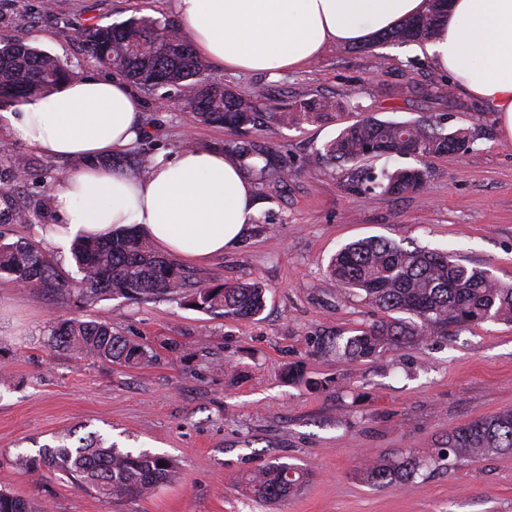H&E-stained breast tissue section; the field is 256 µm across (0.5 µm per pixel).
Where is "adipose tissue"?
Segmentation results:
<instances>
[{
    "label": "adipose tissue",
    "mask_w": 512,
    "mask_h": 512,
    "mask_svg": "<svg viewBox=\"0 0 512 512\" xmlns=\"http://www.w3.org/2000/svg\"><path fill=\"white\" fill-rule=\"evenodd\" d=\"M430 0H177L185 34L205 59L243 72L296 70L329 46L365 44L426 13ZM455 89L496 112L512 139V0H449L419 45ZM141 103L119 77L71 78L14 106L13 134L48 157L82 159L52 188L67 236L104 238L134 226L186 262L223 255L246 233L254 184L239 160L187 148L136 178L108 165L141 130Z\"/></svg>",
    "instance_id": "adipose-tissue-1"
}]
</instances>
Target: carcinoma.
Returning a JSON list of instances; mask_svg holds the SVG:
<instances>
[{"label":"carcinoma","instance_id":"1","mask_svg":"<svg viewBox=\"0 0 512 512\" xmlns=\"http://www.w3.org/2000/svg\"><path fill=\"white\" fill-rule=\"evenodd\" d=\"M448 0H432L428 13L411 17L376 39L379 44L425 42L438 27ZM80 39L88 60L115 70L146 91L160 87L174 90L172 98L194 112L197 121L221 124L244 135L224 143V152L241 159L256 158L259 179L283 180L291 167L288 159L250 134L258 130L262 116L257 102L264 92L239 93L209 78V63L197 55L181 30L167 22L141 16L121 23H94ZM71 75L60 59L22 41L0 44V93L15 99L36 97L54 90ZM338 101L312 98L293 112H271L282 126L318 121L340 110ZM467 131H448L444 119L407 121L365 117L343 128L323 148L334 165L378 156L426 158L468 148ZM427 167L365 172L354 187L366 185L384 196H400L420 190L427 182ZM40 206L10 213L17 224H31ZM72 254L80 274L78 296L91 301L105 295L148 300L167 295L184 306L218 313L224 318L259 315L266 302V288L257 281L212 284L157 253L151 240L135 228H127L94 241L77 240ZM0 273H6L40 293H63L70 283L31 241L0 245ZM330 277L342 291H360L368 305L385 314L380 320L355 331L336 335L330 347L336 355L363 360L387 349L407 347L418 337L449 335L487 320L512 323V285H504L485 270L469 268L446 252L407 249L382 238L361 239L341 247L329 262ZM404 313L408 318H397ZM52 345L77 358L95 357L123 366L151 360L149 349L134 343L101 319L63 318L50 329ZM446 453L458 458L480 459L489 454L512 453V409L481 417L448 431ZM32 475L58 472L109 498H141L151 495L174 476V463L147 451H123L115 444L88 435L74 438L70 432L55 446L45 445L35 456L23 459ZM424 466L404 456L374 463L364 479L377 487L403 485ZM310 472L295 464L273 461L257 469L245 482L255 498L276 503L298 492ZM0 512H37L27 499L0 492Z\"/></svg>","mask_w":512,"mask_h":512}]
</instances>
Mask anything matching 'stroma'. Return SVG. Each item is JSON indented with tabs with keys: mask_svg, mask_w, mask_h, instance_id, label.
<instances>
[{
	"mask_svg": "<svg viewBox=\"0 0 512 512\" xmlns=\"http://www.w3.org/2000/svg\"><path fill=\"white\" fill-rule=\"evenodd\" d=\"M176 0H0V42L21 40L67 62L77 77L111 76L88 62L78 39L91 23L149 16L179 21ZM224 87L263 89L262 111L284 112L312 97L341 100L338 117L259 132L286 154L288 183L256 188L260 227L224 254L196 265L212 283L259 280L264 311L228 320L163 297L109 296L93 303L47 295L0 274V490L46 512H512V455L442 458L450 429L512 408V323L486 321L449 336L350 361L328 340L376 320L377 309L340 292L326 271L345 244L379 236L401 246L445 251L512 285V140L497 116L458 93L447 73L411 44L329 47L307 66L269 73L213 67ZM164 89L138 90L142 130L129 153L175 155L183 142L220 149L237 132L164 106ZM446 115L471 134L466 153L431 157L418 192L382 197L349 190L367 169L414 165V158H367L335 166L324 145L366 116L408 120ZM30 161L21 181L0 183V212L44 203L32 224L0 222V244L40 245L63 274L76 275L71 246L46 235L59 223L51 190L82 167L17 140L0 117V160ZM99 317L154 352L130 368L74 358L50 343L61 317ZM306 380L287 379L288 368ZM97 433L124 450L176 460L178 473L156 494L115 499L73 486L61 474L25 473L23 456L64 431ZM411 455L415 479L378 488L363 479L374 461ZM279 459L311 476L303 490L267 505L241 493L244 477Z\"/></svg>",
	"mask_w": 512,
	"mask_h": 512,
	"instance_id": "stroma-1",
	"label": "stroma"
}]
</instances>
